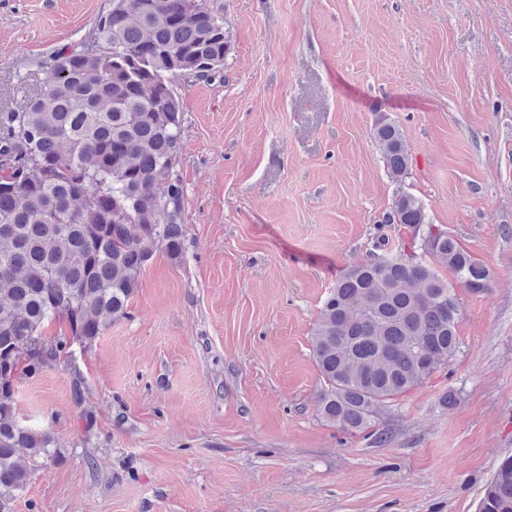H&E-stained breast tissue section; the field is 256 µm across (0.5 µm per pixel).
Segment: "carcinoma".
Masks as SVG:
<instances>
[{
  "label": "carcinoma",
  "mask_w": 512,
  "mask_h": 512,
  "mask_svg": "<svg viewBox=\"0 0 512 512\" xmlns=\"http://www.w3.org/2000/svg\"><path fill=\"white\" fill-rule=\"evenodd\" d=\"M229 48L224 17L206 0H112L85 40L43 63L37 93L0 111V343L20 341L10 386H0V512H15L32 466L61 456L50 433L19 419V385L62 370L82 406L86 378L71 367L68 342L92 347L127 315L156 253L182 251L175 83L216 79ZM374 138L390 177L403 180L411 157L399 125L379 118ZM380 223L398 230L399 254L378 244L347 268L312 333L320 419L375 444L391 438L378 423L386 404L458 352L456 286L489 287L488 271L433 229L411 194L397 195ZM478 512H512V457L497 466Z\"/></svg>",
  "instance_id": "cac0c4a2"
}]
</instances>
